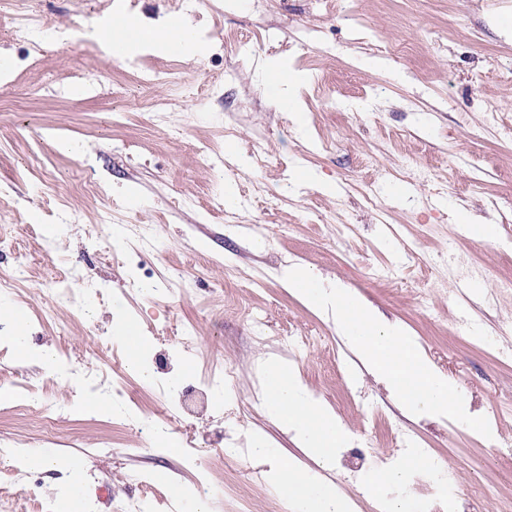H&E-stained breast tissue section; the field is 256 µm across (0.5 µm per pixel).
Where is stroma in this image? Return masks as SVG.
Here are the masks:
<instances>
[{
	"label": "stroma",
	"instance_id": "obj_1",
	"mask_svg": "<svg viewBox=\"0 0 512 512\" xmlns=\"http://www.w3.org/2000/svg\"><path fill=\"white\" fill-rule=\"evenodd\" d=\"M114 2L34 0L44 29H72L83 42L78 50L45 43L30 51L0 31V48L14 61L9 80L0 83V232L13 237L30 270L18 298L0 297V323L25 308L30 349L21 355L0 331V392L6 394L0 438L72 466L33 471L12 512H63L73 475L84 486L109 488L116 499L138 494L125 480L133 470L146 476L151 497L160 502L169 500L170 483L188 490L205 480L213 488L211 512H279L284 500L267 477L273 459L312 464L304 444L252 401L270 362L295 374L351 432V443L337 449L329 467H312L324 482L329 471L357 465V480L344 488L357 512H375L359 495V483L380 466L381 455L393 452L395 433L406 430L457 470L453 512H485L472 499L476 485L491 497L512 499V457L461 423L405 414L333 319L278 277L296 260L360 293L458 383L470 412L486 417L495 437L512 444V413L500 411L512 401V361L496 353L512 345V290L498 287L512 277V145L487 123L489 111L512 99V82L502 78L512 70V0H362L361 25L325 0H275L267 12L242 0H206L196 25L207 46L203 56L142 49L123 60L88 37L93 20L114 14ZM249 37L263 42L260 65L238 51ZM323 42L340 45V54L321 55ZM399 42L409 53L391 54ZM266 60L294 81L301 118L264 79ZM161 65L172 81L154 90L167 105L156 122L141 108L137 78L140 70ZM79 71L97 75L83 95L75 92ZM46 76L57 94L42 90ZM107 83L123 86V94H104ZM228 125L237 128L235 139L225 137ZM257 136L270 154L258 178L277 201L250 198L240 223H225L207 205L222 184L242 190L236 173L249 168L248 142ZM60 138L75 141L81 152L59 150ZM230 141L237 151L229 159ZM409 157L434 166V178L420 180L405 163ZM307 170L317 182L302 181ZM91 176L101 194L80 191ZM188 198L197 207H185ZM62 205L81 221L48 240L47 227ZM105 211L153 226L157 249L130 263V235L99 224ZM462 212L495 225L494 238L458 236ZM86 224L97 225L98 241L85 237ZM253 224L267 228L264 251L251 247ZM451 251L479 268L493 303L458 295L456 275L443 273ZM60 259L77 269L75 287L104 289L95 317L80 308H52ZM138 267L167 289L165 298L140 291L133 278ZM372 267L390 268L391 280H371ZM179 273L192 278L190 292L176 288ZM118 292L126 298L121 319L112 313ZM422 293L430 300L426 312L415 305ZM228 300L260 313L270 344L254 340L245 315L225 314ZM123 319L143 330L153 382L129 371L127 350L113 348ZM280 336L323 342L291 356L278 349ZM46 346L55 359L70 362L69 385L39 361ZM91 364L108 369L111 382L128 391L120 411L91 406L94 392L82 390L80 376ZM224 364L237 376L231 400L249 406L233 426L225 424V407L186 414L172 410L156 389L157 379H203ZM19 385L31 386L49 404L81 390V402L53 424L55 443H42L38 413L20 415L10 401ZM138 414L162 416L175 439H191L197 466L163 447L145 450L148 435L134 420ZM230 432L261 437L273 459L225 463Z\"/></svg>",
	"mask_w": 512,
	"mask_h": 512
}]
</instances>
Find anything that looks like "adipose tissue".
<instances>
[{
	"mask_svg": "<svg viewBox=\"0 0 512 512\" xmlns=\"http://www.w3.org/2000/svg\"><path fill=\"white\" fill-rule=\"evenodd\" d=\"M98 41L111 55L120 57L143 43L188 55L203 52L195 35L182 28L176 18L153 23L143 18H129L117 24L98 26ZM262 394L267 410L309 447L320 462H329L338 448L350 440L345 425L319 401L313 400L297 377L279 365H269L262 380ZM420 449H406L394 464L373 470L366 482L369 496L380 503L382 512H409L410 498L397 495L406 473L424 465ZM271 483L286 500L291 512H352L351 499L334 485L314 481L305 470L290 461L281 462L270 474Z\"/></svg>",
	"mask_w": 512,
	"mask_h": 512,
	"instance_id": "ef3b65f1",
	"label": "adipose tissue"
}]
</instances>
